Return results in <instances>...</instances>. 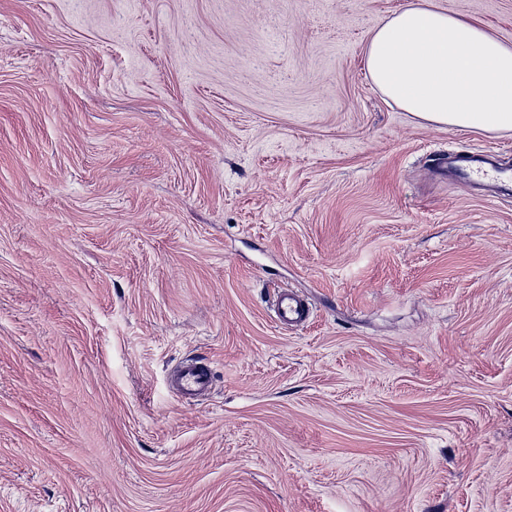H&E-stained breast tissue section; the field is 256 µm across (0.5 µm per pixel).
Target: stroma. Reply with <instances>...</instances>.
Wrapping results in <instances>:
<instances>
[{"label": "stroma", "instance_id": "obj_1", "mask_svg": "<svg viewBox=\"0 0 512 512\" xmlns=\"http://www.w3.org/2000/svg\"><path fill=\"white\" fill-rule=\"evenodd\" d=\"M406 2L0 0V512H512V182L437 165L512 132L375 88ZM276 321L282 325H300L307 322L310 310L307 303L291 290H279L274 298ZM213 384L210 367L201 360L188 361L176 371L172 386L175 392L185 398L206 395Z\"/></svg>", "mask_w": 512, "mask_h": 512}]
</instances>
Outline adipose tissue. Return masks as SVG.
Masks as SVG:
<instances>
[{
    "label": "adipose tissue",
    "instance_id": "ef3b65f1",
    "mask_svg": "<svg viewBox=\"0 0 512 512\" xmlns=\"http://www.w3.org/2000/svg\"><path fill=\"white\" fill-rule=\"evenodd\" d=\"M365 65L376 89L417 118L512 131V43L476 22L408 0L371 33Z\"/></svg>",
    "mask_w": 512,
    "mask_h": 512
}]
</instances>
